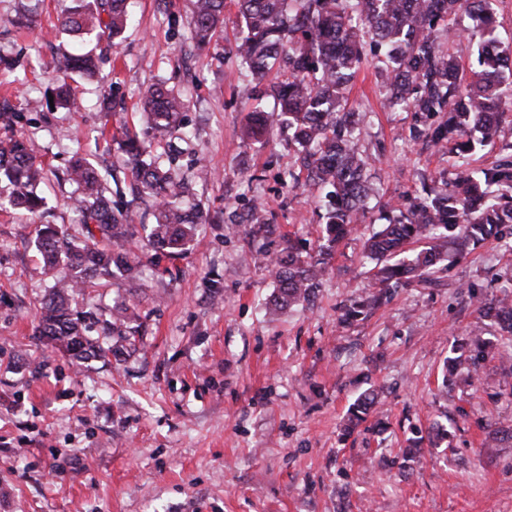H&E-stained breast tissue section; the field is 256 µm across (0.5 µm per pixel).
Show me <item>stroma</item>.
Instances as JSON below:
<instances>
[{
	"label": "stroma",
	"instance_id": "1",
	"mask_svg": "<svg viewBox=\"0 0 512 512\" xmlns=\"http://www.w3.org/2000/svg\"><path fill=\"white\" fill-rule=\"evenodd\" d=\"M23 2L37 24L0 28V49L16 61L0 74V98L19 110L16 131L44 166L45 221L86 235L66 173L77 151L111 173L120 201L142 217L111 137L144 132L141 97L157 83L187 97L188 135L152 151L175 150L190 199L210 221L177 259L155 260L130 241L139 280L76 295L78 307L106 317L121 305L140 316L117 357L78 365L35 334L54 277L31 245L32 218L0 210V512H512V442L484 444L486 423L512 425V383L500 370L512 336L474 301L512 293V253L488 240L443 262L436 282L396 289L371 313L339 320L370 291L364 243L384 224L385 205L454 164L447 150L411 138L412 113L382 108L375 66L361 68L349 99L363 116L358 144L373 159L378 194L311 301L268 317L277 283L244 217L263 206L277 250L316 251L324 224L315 193L288 176L287 134L272 101L263 103L267 135L242 136L254 92L231 50L235 0H225L223 41L203 51L191 40L190 0H136L135 24L98 73L74 76L77 112L46 104L66 47L52 30L66 0H0V15ZM107 94L111 112L99 106ZM477 333L496 349L471 383L443 386L454 344ZM370 388L378 394L370 417L344 435L350 403ZM440 420L446 444L404 459L412 433Z\"/></svg>",
	"mask_w": 512,
	"mask_h": 512
}]
</instances>
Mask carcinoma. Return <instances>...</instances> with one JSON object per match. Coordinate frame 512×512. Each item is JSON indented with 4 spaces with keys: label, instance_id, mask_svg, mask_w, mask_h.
Masks as SVG:
<instances>
[{
    "label": "carcinoma",
    "instance_id": "obj_1",
    "mask_svg": "<svg viewBox=\"0 0 512 512\" xmlns=\"http://www.w3.org/2000/svg\"><path fill=\"white\" fill-rule=\"evenodd\" d=\"M59 19V33L86 39L63 53L60 77L54 88L56 104L73 110L77 100L70 74L92 76L96 54L87 45L95 41L115 46L132 20L131 0H72ZM493 0H237L241 17L235 54L252 78L256 106L248 113L244 135L260 138L267 125L261 103L270 97L278 105L282 127L288 131L299 171H289L297 186L323 192L325 243L317 254L293 246L275 254L273 264L278 292L273 310L298 306L319 287L336 244L354 230L373 196L367 177L369 157L357 145L355 113L348 109L347 87L368 59L385 74L384 99L388 106L414 113L412 136L461 154L471 153L502 137L505 113L512 112V67L507 60L512 45L495 34ZM476 48L477 68L465 72L443 44L457 35L460 16ZM4 28L30 29L35 17L26 9L0 18ZM224 33V0H193L191 37L200 47ZM279 64V78L270 74ZM189 107L182 95L162 85L149 87L143 97L145 136L124 133L118 148L133 176L132 193L152 200L154 223L144 224V246L169 256L190 250L196 226L207 215L186 203L188 188L173 166L149 156L147 143L186 135L183 113ZM68 175L80 194L72 207L81 223L95 224L93 233L77 243L60 226L36 227L34 247L44 265L58 270L48 297L41 303L36 336L78 361L105 359L118 354L112 336L127 339L123 327L138 316L122 308L112 316L103 339L84 335L100 322L89 308L71 307L73 294L95 285L100 277L120 274L135 278L139 260L123 250L134 235L129 210L111 205L107 178L90 160L75 152ZM42 168L36 163L23 135L0 141V183L9 187L0 197L8 205L35 216L46 207L38 192ZM387 224L367 240L364 257L383 263L373 287L376 291L356 298L342 319L353 320L382 304L391 288L426 280L440 267L448 248L464 258L479 244L503 239L502 228L512 224V154L485 168H463L444 174L423 186L385 217ZM255 242L268 239L271 219L258 208L247 216ZM484 317H494L512 334V306L505 300H478ZM493 344L476 337L461 344L446 360L449 377L464 371L478 375ZM375 403V396H359L350 407L345 430L352 432Z\"/></svg>",
    "mask_w": 512,
    "mask_h": 512
}]
</instances>
